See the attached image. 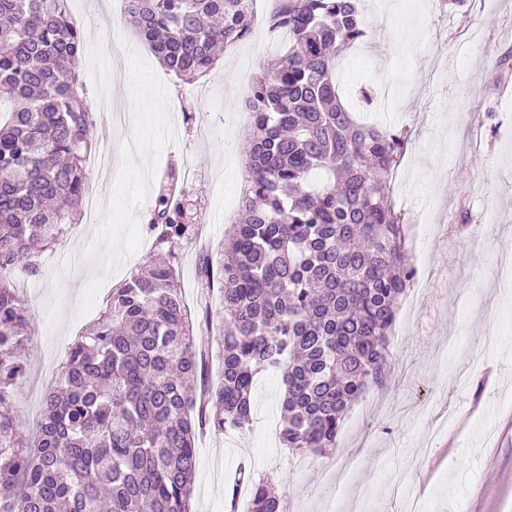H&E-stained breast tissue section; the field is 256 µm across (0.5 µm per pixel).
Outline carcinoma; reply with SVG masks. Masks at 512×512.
<instances>
[{
    "instance_id": "obj_1",
    "label": "carcinoma",
    "mask_w": 512,
    "mask_h": 512,
    "mask_svg": "<svg viewBox=\"0 0 512 512\" xmlns=\"http://www.w3.org/2000/svg\"><path fill=\"white\" fill-rule=\"evenodd\" d=\"M126 2L124 22L178 76L208 74L220 46L252 32L249 0ZM268 25L288 48L246 92L245 222L220 261L199 255L202 317L188 320L171 262L146 263L70 347L31 438L13 403L31 343L14 281L37 275L83 213L94 119L79 105L83 37L66 0H0V512H191L196 438L250 427L260 370L283 376V445L311 453L336 447L348 407L383 384L414 277L391 191L407 138L355 121L338 92L339 60L367 36L359 0H278ZM180 177L166 170L148 218L171 249L192 231L169 190ZM216 332L223 378L211 386ZM241 487L250 512H288L243 466L225 489L231 512Z\"/></svg>"
}]
</instances>
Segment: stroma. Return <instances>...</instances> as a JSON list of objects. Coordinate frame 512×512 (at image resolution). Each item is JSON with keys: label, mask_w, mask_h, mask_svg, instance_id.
Returning a JSON list of instances; mask_svg holds the SVG:
<instances>
[{"label": "stroma", "mask_w": 512, "mask_h": 512, "mask_svg": "<svg viewBox=\"0 0 512 512\" xmlns=\"http://www.w3.org/2000/svg\"><path fill=\"white\" fill-rule=\"evenodd\" d=\"M273 0H256L248 40L222 51L197 79L170 75L123 21L84 28L79 75L112 194L42 254L37 276L18 277L30 310L27 372L15 408L35 427L48 383L113 288L161 254L147 230L168 166L184 170L194 239L176 250L177 282L195 307L201 249L219 252L239 220L246 180L245 90L229 87L243 58L259 72L281 45L266 25ZM369 36L338 72L343 87L373 85V119L405 130L393 199L409 221L416 271L399 301L382 387L343 416L335 448L300 454L283 445L281 373L255 377L253 423L208 430L196 441L192 512H226L239 465L271 482L289 512H405V494L431 512H512V340L488 314L512 307V0H465L438 11L427 0H362ZM124 43L125 66L104 46ZM224 116L211 133L203 99Z\"/></svg>", "instance_id": "35a3bbf8"}]
</instances>
